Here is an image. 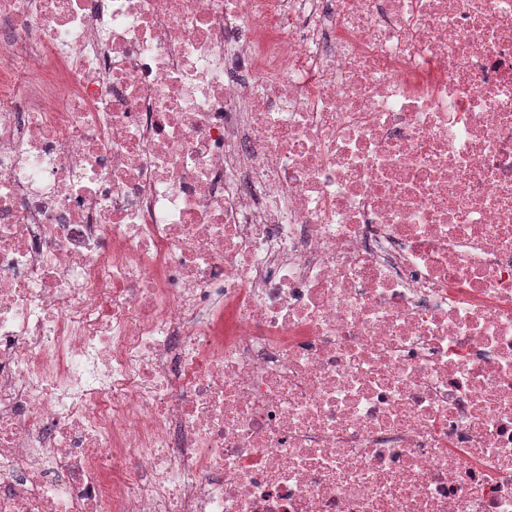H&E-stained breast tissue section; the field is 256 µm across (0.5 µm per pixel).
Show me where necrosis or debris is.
I'll return each instance as SVG.
<instances>
[{
  "label": "necrosis or debris",
  "instance_id": "4bbe7bcc",
  "mask_svg": "<svg viewBox=\"0 0 512 512\" xmlns=\"http://www.w3.org/2000/svg\"><path fill=\"white\" fill-rule=\"evenodd\" d=\"M0 512H512V0H0Z\"/></svg>",
  "mask_w": 512,
  "mask_h": 512
}]
</instances>
